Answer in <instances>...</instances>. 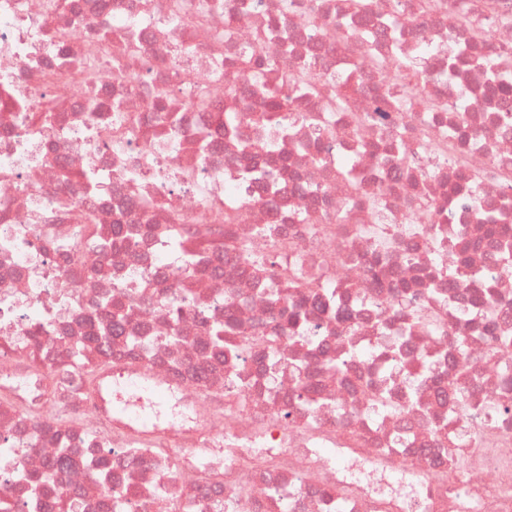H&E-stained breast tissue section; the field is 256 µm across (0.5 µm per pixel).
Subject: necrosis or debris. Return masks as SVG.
<instances>
[{
  "label": "necrosis or debris",
  "instance_id": "4bbe7bcc",
  "mask_svg": "<svg viewBox=\"0 0 512 512\" xmlns=\"http://www.w3.org/2000/svg\"><path fill=\"white\" fill-rule=\"evenodd\" d=\"M168 2L0 0V512H512V0ZM303 65L346 103L261 125Z\"/></svg>",
  "mask_w": 512,
  "mask_h": 512
}]
</instances>
